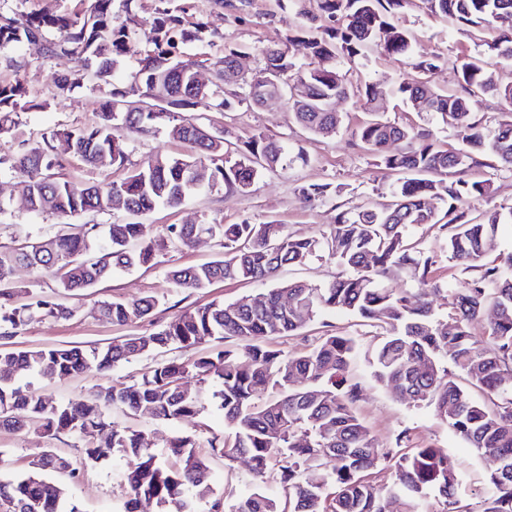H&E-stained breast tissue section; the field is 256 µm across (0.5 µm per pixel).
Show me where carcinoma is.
Here are the masks:
<instances>
[{
	"mask_svg": "<svg viewBox=\"0 0 512 512\" xmlns=\"http://www.w3.org/2000/svg\"><path fill=\"white\" fill-rule=\"evenodd\" d=\"M76 8L60 13L50 9L27 14L0 12V50L23 42H41L45 56L74 63L54 79L64 96L87 82L102 92L99 119L84 127L53 129L32 142H23L12 158L29 211H42V201L53 200V213L67 224L87 214L113 210L115 195L124 197L126 221L78 224L76 230L42 240L24 239L16 247H0V342L8 344L20 328L37 320L69 319L75 309L57 300L112 278L119 270L152 266L165 248L191 246L203 232L217 240L222 256L194 266L167 271L166 278L184 290H204L220 281L264 282L286 265H300L326 257L340 269L324 285L289 281L265 288L242 301H211L183 310L163 327L126 336L105 345L13 350L0 353L10 370L0 373V428L33 429L49 436L74 435L84 441L83 457L76 461L52 450L43 454L46 465L0 480V503L8 512H82L65 489L52 483L56 476L76 478L79 464L109 458L111 448L94 440L103 432L112 436L130 460L125 473L128 499L124 512L153 502L160 512H194L199 476L208 466L196 452V440L181 436L169 444L178 464L164 465L151 450L146 433L131 426L118 429L108 422L112 406L133 416L161 421L193 418L204 409L207 388L220 400L228 432L214 437L210 447L228 462L240 456L250 460L260 483L272 481L282 498L267 496L262 488L226 506L211 502L210 512H384L383 500L392 498L399 512H420L423 501L440 495L448 512H462L453 501L459 474L448 453L431 443L414 448L382 450L370 428L359 418L356 403L360 383L350 375L359 341L329 330L300 352L285 353L271 344L276 336H293L321 314L344 310L385 325L374 347L372 378L403 399L424 402L436 416L462 436L480 455L497 463L481 512H512V253L500 259L496 232L512 224V207L483 219L471 217L464 205L492 191L489 179L473 180L467 173L490 158L493 169H512V81L504 82L484 57L463 62L457 90L439 93L417 78L403 79L401 99L420 101L423 111L451 125L460 146L440 148L430 131L399 126L377 117L366 120L353 136L375 158L376 166L400 175L393 200L381 206H357L336 215V223L310 236L298 237L274 221L222 224H171L162 235L148 234L141 217L159 206L177 207L201 189L224 187L247 192L264 171L286 169L294 161L288 145L262 133L247 140L211 132L187 110L206 100L217 109L233 102L256 105L277 85L307 86L309 110L288 103L294 121L315 136L336 133L340 120L333 111L336 98L350 92L347 74L337 66L380 48L406 55L409 33L396 23L406 0H316V12L280 47L261 49L263 67L249 79L236 73L237 50L210 62L214 81L200 90L193 84L195 60H179L170 48L175 40H200L205 26L194 32L183 28L172 0H157L148 22L133 13L135 0H121L126 19L114 23L115 0H76ZM427 9L450 19L462 33L475 37L502 16L512 18V0H424ZM145 44L130 87H117L113 75L131 42ZM301 50L296 57L290 47ZM488 53L512 58V27L487 43ZM153 87L167 99L157 111L115 112L141 90ZM509 104L501 119L490 125L475 106L485 96ZM385 96L369 84L360 93L362 106ZM41 108L28 98L16 79L0 84V135L10 131L13 116ZM153 133L160 129L189 147L180 157L156 155L128 171L120 181L83 183L56 172L53 142L73 147L72 156L93 167L109 160L123 167L128 160L120 129ZM311 201L330 195L329 185L299 189ZM446 204L439 216L431 201ZM445 233L448 258L472 276L452 289L456 314L453 323L437 317L426 298L442 291L433 276V256L411 233L424 227ZM19 265L34 271V282L19 285L13 272ZM401 270L411 287L388 288L382 278ZM50 278L56 295L38 290ZM160 299L146 295L135 300L113 296L101 302L100 316L113 324L145 321L154 315ZM495 312L486 335L478 338L471 324L486 310ZM233 341L219 347L222 341ZM194 348L192 359L158 363L131 385L101 387L88 398L57 401L17 376L42 378L106 372L147 357L164 348ZM201 387L192 390L185 379ZM332 469L314 482L306 472L326 462ZM393 469L391 481L371 479L380 464Z\"/></svg>",
	"mask_w": 512,
	"mask_h": 512,
	"instance_id": "cac0c4a2",
	"label": "carcinoma"
}]
</instances>
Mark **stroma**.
Here are the masks:
<instances>
[{
  "label": "stroma",
  "instance_id": "1",
  "mask_svg": "<svg viewBox=\"0 0 512 512\" xmlns=\"http://www.w3.org/2000/svg\"><path fill=\"white\" fill-rule=\"evenodd\" d=\"M181 10L186 29L204 24L205 41L180 44L177 52L194 60L223 56L225 47L239 52L241 70L252 75L261 66V48L281 43L288 34L297 30L302 22V10L314 8V0H237L235 7L221 4L220 0H175ZM399 23L411 35V55L404 58L374 50L351 60L342 61L355 87L377 84L388 96L383 103L385 119L402 126L425 125L435 139L447 146H457L455 130L441 120L404 106L395 95L399 82L410 73L409 59H435L437 67L427 74L429 85L436 91L448 92L456 88L460 66L465 57L483 54L485 44L494 38V31H486L480 38L460 34L455 25L443 16L428 12L423 0H407L399 15ZM6 55L19 64L10 70L0 66V82L21 80L31 100L39 107L18 113L8 134L0 136V157L14 154L21 141L39 138L41 133L58 125L86 126L98 119L103 101L97 88L87 85L74 90L68 97H60L53 83L55 76L67 71L71 63L65 59L45 57L40 45L23 43L6 48ZM336 112L341 117V128L329 138L307 137L294 123L287 105L270 100L261 105L236 104L231 109L219 110L209 103L194 107L193 115L199 123L212 130L229 131L232 137L247 139L254 133L288 142L291 148L303 149L304 159L295 160L287 169L266 174L248 192L231 193L217 188L204 191L178 207L158 208L144 217L150 234L156 235L170 224H190L201 220H216L236 224L247 220L254 224L274 221L286 225L289 232L311 236L328 224L334 223L339 212L366 202H382L389 198L397 182L395 175L379 169L373 156L353 139L351 131L365 118L354 99L337 100ZM128 146L126 168H97L74 161L63 142H56L55 154L60 170L68 177L84 182L118 181L125 177L127 168L135 167L158 154L178 156L184 154L183 143L171 140L166 132L144 135L123 131ZM469 178L493 181L490 195L470 199L469 215L490 214L512 206V171L490 172L481 167L469 171ZM17 178L9 164H0V201L9 203L8 212L0 216V244L11 245L15 236L44 239L55 235L60 226L56 216L48 210L31 213L23 208L15 196ZM327 184L332 188L328 199L307 201L299 193L301 186ZM414 236L434 255L435 276L443 284L441 293L430 296L432 309L441 316H453L452 287L465 273L449 261L441 250L437 232L420 228ZM220 248L213 239H206L183 249H169L160 253L151 267H141L106 280L96 288L65 296L64 301L76 308L74 317L67 320L35 321L20 329L11 340L13 350H32L68 345L106 344L115 338L152 332L183 310L201 306L214 300L235 301L256 293L258 284L247 281L218 282L203 291L188 292L171 286L166 271L197 265L217 257ZM161 298L162 304L152 320L128 325H115L99 315L100 301L115 295L137 299L145 295ZM334 332L357 337L359 356L352 374L360 382L362 396L357 404L359 416L372 428L378 445L395 447L403 443L411 448L428 441L445 448L455 460L460 482L455 498L464 512H481L487 490L486 479L493 467L491 458L477 454L465 440L451 431L435 415L433 408L400 399L377 383L371 376L369 352L379 327L370 326L347 312H329L310 323L298 336H278L273 340L276 348L295 352L314 343L323 333L324 326ZM149 359L140 358L114 368L108 374L89 371L78 376L56 377L50 380L32 378L34 388L51 393L58 401L92 395L102 386L123 387L138 380ZM108 419L115 426L130 424L144 430L158 458L166 465L176 460L168 453L170 441L178 436L191 435L197 442V451L204 456L210 471V484L214 494L235 501L253 492L250 464L240 458L225 465L223 457L213 453L209 446L212 436L224 433V412L216 402H208L202 413L194 419L165 422L140 417L130 420L121 410L112 409ZM407 439H400V432ZM80 439L62 434L56 437L38 432L17 433L0 429V480L22 471L29 460L39 457L46 449L78 459L82 456ZM127 460L122 452L113 451L109 460L84 466L78 478L68 482L69 495L80 502L83 512H123L127 489L123 473Z\"/></svg>",
  "mask_w": 512,
  "mask_h": 512
}]
</instances>
